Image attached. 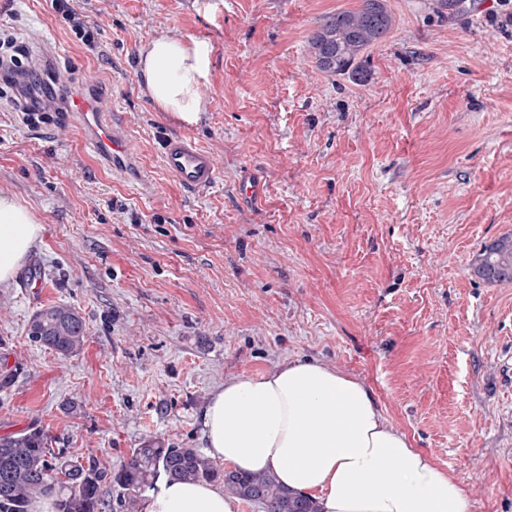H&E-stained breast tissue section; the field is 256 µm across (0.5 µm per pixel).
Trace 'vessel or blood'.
<instances>
[{"label": "vessel or blood", "mask_w": 512, "mask_h": 512, "mask_svg": "<svg viewBox=\"0 0 512 512\" xmlns=\"http://www.w3.org/2000/svg\"><path fill=\"white\" fill-rule=\"evenodd\" d=\"M67 113L71 122L82 128L88 150L107 161L113 173L124 175L135 168L137 150L125 125L113 118L112 105L100 93L96 79H87L78 90H72ZM161 162L170 177L191 191L208 188L218 176L213 155L184 135L163 139Z\"/></svg>", "instance_id": "b4317fda"}]
</instances>
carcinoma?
<instances>
[{"label": "carcinoma", "instance_id": "obj_1", "mask_svg": "<svg viewBox=\"0 0 512 512\" xmlns=\"http://www.w3.org/2000/svg\"><path fill=\"white\" fill-rule=\"evenodd\" d=\"M386 0H359L353 9L326 15L308 39L317 67L366 84L371 79L360 57L392 29ZM472 274L487 284L512 282V234L484 245ZM30 342L68 356L86 339L83 317L67 305H53L33 314ZM220 482L239 499L258 497L263 512H317L313 502L284 490L271 473L225 471L196 448L164 447L147 438L116 472L89 466L54 451L52 437L41 429L0 436V512H31L40 497L54 499L56 512H99L100 486L108 479L117 486L120 512H138L140 497L161 478Z\"/></svg>", "mask_w": 512, "mask_h": 512}]
</instances>
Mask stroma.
<instances>
[{"mask_svg":"<svg viewBox=\"0 0 512 512\" xmlns=\"http://www.w3.org/2000/svg\"><path fill=\"white\" fill-rule=\"evenodd\" d=\"M357 0H77L96 49L48 0H0L12 34L42 41L75 82L97 75L153 182L141 192L80 128L0 112V191L43 225L0 286V436L43 429L118 470L156 437L203 448L225 379L290 358L363 381L384 417L466 488L473 512H512V282L475 280L485 242L512 233V0H387L391 32L367 84L319 70L307 40ZM166 34L211 48L194 124L157 109L139 52ZM191 133L220 177L189 193L158 141ZM259 178L258 200L239 181ZM42 285L24 286L29 270ZM68 305L86 341L62 357L27 336ZM78 404L69 412V404Z\"/></svg>","mask_w":512,"mask_h":512,"instance_id":"stroma-1","label":"stroma"}]
</instances>
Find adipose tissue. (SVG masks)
Masks as SVG:
<instances>
[{
  "mask_svg": "<svg viewBox=\"0 0 512 512\" xmlns=\"http://www.w3.org/2000/svg\"><path fill=\"white\" fill-rule=\"evenodd\" d=\"M210 49L162 35L139 55L155 105L186 123L204 112L199 88ZM42 226L29 207L0 192V285L13 281ZM205 452L234 470L273 473L318 512H471L473 500L448 472L390 425L359 379L317 361L225 380L202 416ZM239 499L208 482H165L141 512H239Z\"/></svg>",
  "mask_w": 512,
  "mask_h": 512,
  "instance_id": "obj_1",
  "label": "adipose tissue"
}]
</instances>
